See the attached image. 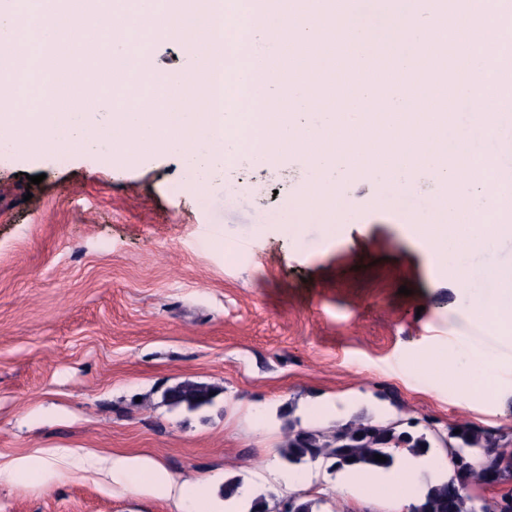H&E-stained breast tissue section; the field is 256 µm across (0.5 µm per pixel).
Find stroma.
I'll list each match as a JSON object with an SVG mask.
<instances>
[{"label": "stroma", "mask_w": 512, "mask_h": 512, "mask_svg": "<svg viewBox=\"0 0 512 512\" xmlns=\"http://www.w3.org/2000/svg\"><path fill=\"white\" fill-rule=\"evenodd\" d=\"M336 179L332 219L295 210L311 187L286 156L204 184L171 152L0 151V465L28 461L0 478V512H224L228 478L320 512H397L319 461L287 489L289 421L319 410L329 424L469 422L512 438V346L471 325L443 260L410 241L406 197L382 203L358 171ZM476 337L503 366L491 389L418 368ZM185 380L216 387L213 404L169 406L164 390ZM109 454L153 459L200 504L146 474L112 479Z\"/></svg>", "instance_id": "stroma-1"}]
</instances>
